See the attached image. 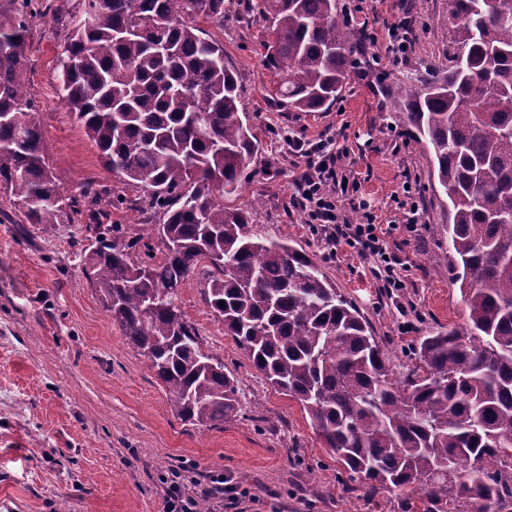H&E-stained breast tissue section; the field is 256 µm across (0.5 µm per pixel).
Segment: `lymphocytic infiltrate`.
Here are the masks:
<instances>
[{"label":"lymphocytic infiltrate","instance_id":"1","mask_svg":"<svg viewBox=\"0 0 512 512\" xmlns=\"http://www.w3.org/2000/svg\"><path fill=\"white\" fill-rule=\"evenodd\" d=\"M289 151L304 160V168L294 180L293 202L308 217L309 223L321 225L328 242L346 246L368 260L370 270L385 296H393L406 286L408 265L391 248L392 228L378 225L375 216L366 223H350L342 208L338 190L346 182V152L335 137L314 143L289 139Z\"/></svg>","mask_w":512,"mask_h":512}]
</instances>
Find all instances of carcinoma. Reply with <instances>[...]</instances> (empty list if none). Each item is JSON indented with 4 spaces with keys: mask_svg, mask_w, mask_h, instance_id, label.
Segmentation results:
<instances>
[{
    "mask_svg": "<svg viewBox=\"0 0 512 512\" xmlns=\"http://www.w3.org/2000/svg\"><path fill=\"white\" fill-rule=\"evenodd\" d=\"M233 0H82L57 76L61 100L108 170L141 185L159 262L105 238L83 270L127 344L183 422L218 428L244 415L224 360L205 351L177 305L201 250L215 261L205 302L274 390L297 401L351 481L409 490L402 512L445 501L506 512L512 499V0H449L448 75L403 89L404 122L425 144L448 198V251L468 329L420 337L403 381L369 319L310 256L259 238L238 195L260 142L224 65ZM262 47L280 106L324 112L346 84L354 35L336 0H259ZM46 0H0V186L30 224H59L66 196L34 121L22 65Z\"/></svg>",
    "mask_w": 512,
    "mask_h": 512,
    "instance_id": "cac0c4a2",
    "label": "carcinoma"
}]
</instances>
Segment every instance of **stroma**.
Returning a JSON list of instances; mask_svg holds the SVG:
<instances>
[{"mask_svg":"<svg viewBox=\"0 0 512 512\" xmlns=\"http://www.w3.org/2000/svg\"><path fill=\"white\" fill-rule=\"evenodd\" d=\"M352 13L355 36L347 83L324 112L285 110L273 101V76L260 43L258 13L230 5L224 15V59L239 82L261 148L245 171L234 205L254 204L253 229L302 247L369 319L395 373L410 365L419 337L462 327L466 308L454 272L435 258L448 248L447 197L429 154L403 120L400 86L426 73L448 72V0H336ZM408 14L411 46L388 61V28ZM69 28L52 17L33 19L23 65L52 171L66 195L89 181L113 200L102 222L72 216L59 224L28 223L0 189V512H165L166 479L178 472L190 494L205 496L212 475L245 488L242 512H401V492L371 496L344 484L334 452L316 434L300 405L276 392L204 301L206 264L180 290L178 305L209 354L236 380L243 418L198 428L174 413L162 383L127 344L82 271L85 250L98 237L136 240L139 260L162 257L135 206L140 185L108 172L95 145L57 93L58 64ZM306 141L326 136L344 145L350 173L347 198L368 201L408 258L398 300L382 296L366 261L334 247L319 225L291 201L299 158L285 134ZM416 200L415 231L400 228L399 206ZM418 314L411 333L398 330L397 303Z\"/></svg>","mask_w":512,"mask_h":512,"instance_id":"1","label":"stroma"}]
</instances>
